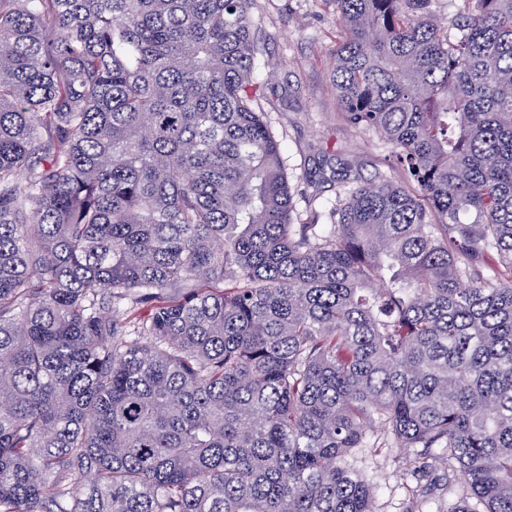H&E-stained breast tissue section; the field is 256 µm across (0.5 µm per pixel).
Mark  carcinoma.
<instances>
[{"label": "carcinoma", "mask_w": 512, "mask_h": 512, "mask_svg": "<svg viewBox=\"0 0 512 512\" xmlns=\"http://www.w3.org/2000/svg\"><path fill=\"white\" fill-rule=\"evenodd\" d=\"M253 2L0 0V512H372L377 421L512 512V0H330L329 224Z\"/></svg>", "instance_id": "cac0c4a2"}]
</instances>
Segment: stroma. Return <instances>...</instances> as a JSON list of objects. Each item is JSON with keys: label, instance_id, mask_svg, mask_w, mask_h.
<instances>
[{"label": "stroma", "instance_id": "35a3bbf8", "mask_svg": "<svg viewBox=\"0 0 512 512\" xmlns=\"http://www.w3.org/2000/svg\"><path fill=\"white\" fill-rule=\"evenodd\" d=\"M252 18L260 59L278 63L272 73L257 67L252 81L255 106L266 112L283 146L293 221L328 223L339 161L356 160L370 176L387 171L391 149L375 134L352 128L339 109L331 63L342 27L330 0H254ZM368 440L346 461L372 486L374 512H447L457 506L463 477L448 486L413 476L412 449L388 441L381 425H373Z\"/></svg>", "mask_w": 512, "mask_h": 512}]
</instances>
